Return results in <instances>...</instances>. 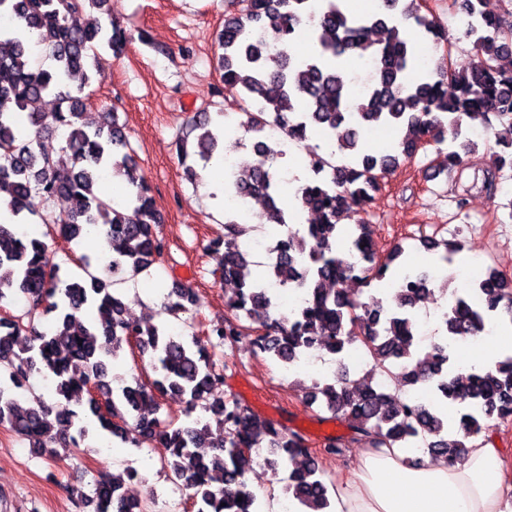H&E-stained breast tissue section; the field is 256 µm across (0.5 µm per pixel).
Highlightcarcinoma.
Here are the masks:
<instances>
[{
	"label": "carcinoma",
	"mask_w": 512,
	"mask_h": 512,
	"mask_svg": "<svg viewBox=\"0 0 512 512\" xmlns=\"http://www.w3.org/2000/svg\"><path fill=\"white\" fill-rule=\"evenodd\" d=\"M344 2L230 0L218 36L221 79L239 91L242 126L251 134L254 156V167L235 176L232 189L264 199L266 221L284 228L280 236L288 239L279 264L254 278L249 253L233 246L249 228L237 211L224 209V235L207 250L236 289L224 302V320L210 323L201 337L129 319L113 288L118 278L149 271L163 251L155 232L161 217L118 114L103 112L94 125L84 119L96 55L101 49L123 54L130 35L113 21L84 22L88 12L108 14V0H0V18L9 20L0 34V192L8 195L7 211L16 224H54L70 241L94 230L112 252L105 262L80 256L83 274L63 279L45 242L0 223V303L20 295L31 306L26 322L0 316V426L51 459L61 457L58 449L85 441L91 419L123 443L164 447L169 478L191 490L195 512H259L258 496L244 480L252 457L241 449H269L275 469L303 457L307 464L291 470L285 492L303 512H329V487L305 438L224 394V370L216 367L212 350L233 348L242 321L254 320L258 312L263 313L256 327L258 354L288 367L319 350L340 364L359 343L397 385L415 388V395L401 398L365 377L348 382L344 369L330 381L300 387L306 400L347 424L352 442L376 445L382 439L390 448H418L451 462L490 421L512 420V356L462 381L455 376L453 354L460 337L477 336L498 321L512 325V277L488 266L474 287L452 293L441 317V340L424 348L415 311L429 300L431 274L408 269L400 243L381 252L374 226L363 218L389 172L427 145L448 144V173L462 175L477 148L467 136L470 119L494 130L501 148L483 171V188L494 193L503 170L512 171V71L500 65V58L512 53V12L502 7L503 0H453L467 18L464 37L472 40V49L453 67L442 58L430 70L419 66L406 29L419 30L437 49L453 48L456 41L433 14L421 12L420 0H379L367 14L348 11ZM301 26L308 28L316 53L289 52ZM33 39L49 51L52 68L30 66ZM354 55L370 65L360 89L343 66ZM46 95L54 97V109L29 113L33 134L23 135L18 112ZM355 96L362 103L353 111L349 102ZM383 125L397 129L398 142L387 154L366 151L363 131ZM271 127L281 133L274 143ZM58 133L65 145L46 146ZM227 133L228 125L215 124L211 112H196L188 120L176 142L187 181L202 182L199 169L210 165ZM312 133L338 151L328 159L313 153L311 175L295 188L294 199L318 221L299 224L297 212L288 210L278 193L280 160L287 156L283 146L304 144ZM106 171L122 177L126 201L119 204L96 192ZM57 198L70 203L59 215L49 209ZM345 220L354 221L347 258L334 250ZM420 243L447 264L460 252L444 238L423 237ZM394 269L401 274L387 297L361 300L363 290H372ZM273 285L300 295L280 318L270 316L277 307ZM166 299L170 315L200 306L195 289L177 280ZM40 310L54 314L45 330L34 324ZM132 346L149 355L153 377L119 386L112 361ZM45 372L54 379L56 396L68 401L84 392L86 407L62 413L39 397L21 399L17 391ZM169 394L186 404L179 422L156 416L159 400ZM446 402L462 406L459 440L448 438V419L441 413ZM63 422L76 433L61 431ZM135 475V470L101 472L92 494L73 489L72 499L92 512H147V501L125 499L126 480Z\"/></svg>",
	"instance_id": "cac0c4a2"
}]
</instances>
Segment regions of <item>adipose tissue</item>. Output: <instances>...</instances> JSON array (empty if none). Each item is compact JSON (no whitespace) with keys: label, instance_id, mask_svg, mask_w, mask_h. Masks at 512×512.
Masks as SVG:
<instances>
[{"label":"adipose tissue","instance_id":"adipose-tissue-1","mask_svg":"<svg viewBox=\"0 0 512 512\" xmlns=\"http://www.w3.org/2000/svg\"><path fill=\"white\" fill-rule=\"evenodd\" d=\"M407 456L402 448H362L359 465L333 490L331 512H505L512 489L498 448L485 440H469L452 463L412 466Z\"/></svg>","mask_w":512,"mask_h":512}]
</instances>
